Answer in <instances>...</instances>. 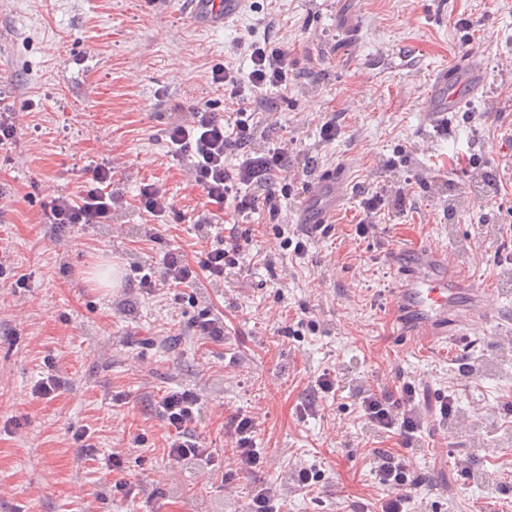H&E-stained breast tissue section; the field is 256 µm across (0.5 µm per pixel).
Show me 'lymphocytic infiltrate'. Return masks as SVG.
I'll list each match as a JSON object with an SVG mask.
<instances>
[{"mask_svg":"<svg viewBox=\"0 0 512 512\" xmlns=\"http://www.w3.org/2000/svg\"><path fill=\"white\" fill-rule=\"evenodd\" d=\"M249 51L252 69L248 75L226 66L211 70L213 84L223 87L224 100L233 108V121H224L208 106L193 105L188 118H177L165 130L170 155L177 158L188 153L194 159L193 178L204 202L191 222L203 235L223 218L228 206L245 219L264 212L270 220H277L281 199L288 192L290 169L304 172L310 166L307 159L292 158L284 141L252 150L257 124L251 107L257 93L267 88L287 91L297 62L281 42L254 43ZM126 206L124 194L112 186V165L106 162L84 169L77 196L56 195L43 202L42 219L61 232L82 230L111 223ZM243 250L242 238L234 234L207 248L195 263L182 248L170 247L162 254L160 272L143 274L137 286L141 293L152 296L159 286L188 287L202 276L223 281L225 275L240 269ZM415 399L416 389L411 383L358 393L364 425L397 443L396 449L376 448L371 452L378 482L387 489L386 496L378 499L375 512H407L409 491L416 481L406 451L423 427L413 410ZM200 405L199 394L191 388L172 389L161 397L159 413L166 424L163 452L171 460H203L215 465L213 451L196 429ZM257 426L255 417L240 412L231 413L224 424V434L240 470L252 472L264 463L265 456L255 444Z\"/></svg>","mask_w":512,"mask_h":512,"instance_id":"f902f5d3","label":"lymphocytic infiltrate"}]
</instances>
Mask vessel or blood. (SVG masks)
I'll return each mask as SVG.
<instances>
[{
  "label": "vessel or blood",
  "instance_id": "b4317fda",
  "mask_svg": "<svg viewBox=\"0 0 512 512\" xmlns=\"http://www.w3.org/2000/svg\"><path fill=\"white\" fill-rule=\"evenodd\" d=\"M250 0H188L191 21L203 29H216L242 16ZM485 82L478 56L462 57L436 79L427 107L432 123L475 96ZM347 166L339 164L308 184L298 209L306 227L331 223L344 201ZM388 261L397 274L393 290L400 335L424 343L459 345L487 319L482 297L471 288L459 264H449L436 248H392Z\"/></svg>",
  "mask_w": 512,
  "mask_h": 512
}]
</instances>
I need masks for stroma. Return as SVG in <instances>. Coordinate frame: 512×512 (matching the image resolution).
I'll return each mask as SVG.
<instances>
[{
  "label": "stroma",
  "instance_id": "stroma-1",
  "mask_svg": "<svg viewBox=\"0 0 512 512\" xmlns=\"http://www.w3.org/2000/svg\"><path fill=\"white\" fill-rule=\"evenodd\" d=\"M219 30L196 27L184 0H0V90L16 114L14 143L0 145V188L12 203L0 217V247L28 285L0 286V512H245L253 483L277 486L286 512H349L353 500L386 490L369 453L354 393L413 383L426 426L412 467L422 481L411 512H512V0H252ZM470 28H461L459 19ZM287 43L304 74L258 110V146L286 137L321 175L350 168L346 199L331 229L304 259L284 249L301 232L296 212L307 178L293 177L277 221H240L248 237L241 275L217 284L167 286L141 297L134 270L158 262L163 244L141 237L151 223L143 184L161 186L192 215L203 195L190 157L172 159L164 130L175 106L224 110L211 70L248 74L251 42ZM487 72L481 95L450 113L444 130L425 121L433 73L470 53ZM99 64L68 72L72 56ZM335 119L339 135L320 126ZM112 163L127 208L109 227L59 238L42 223V203L77 191L79 170ZM386 205L368 236L355 231L363 190ZM164 244L198 260L226 234L200 242L187 222L168 221ZM397 245L442 248L462 262L484 295L489 322L457 352L397 336L395 278L386 259ZM115 268L114 285L98 271ZM224 320V343L193 336L201 310ZM314 329L280 330L299 320ZM67 377L52 399L34 397L50 369ZM335 369L340 388L300 418L315 377ZM190 387L203 405L197 429L221 472L170 460L155 404ZM455 399L449 418L439 413ZM256 416L266 457L241 472L224 439L228 414ZM90 428L99 452L122 451L123 497L71 432ZM472 461L462 484L459 460ZM319 473L313 490L295 475ZM230 474L222 483V474Z\"/></svg>",
  "mask_w": 512,
  "mask_h": 512
}]
</instances>
